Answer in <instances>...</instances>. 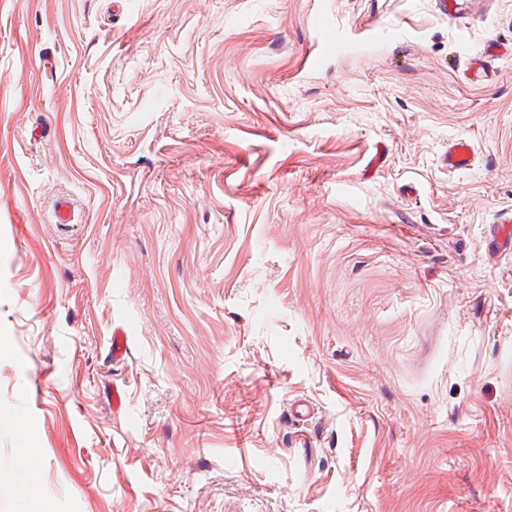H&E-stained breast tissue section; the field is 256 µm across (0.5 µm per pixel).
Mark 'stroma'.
Masks as SVG:
<instances>
[{
    "label": "stroma",
    "mask_w": 512,
    "mask_h": 512,
    "mask_svg": "<svg viewBox=\"0 0 512 512\" xmlns=\"http://www.w3.org/2000/svg\"><path fill=\"white\" fill-rule=\"evenodd\" d=\"M505 209L512 0H0V512H512ZM473 163L474 152L470 143L458 140L448 146V167L450 169H470Z\"/></svg>",
    "instance_id": "35a3bbf8"
}]
</instances>
